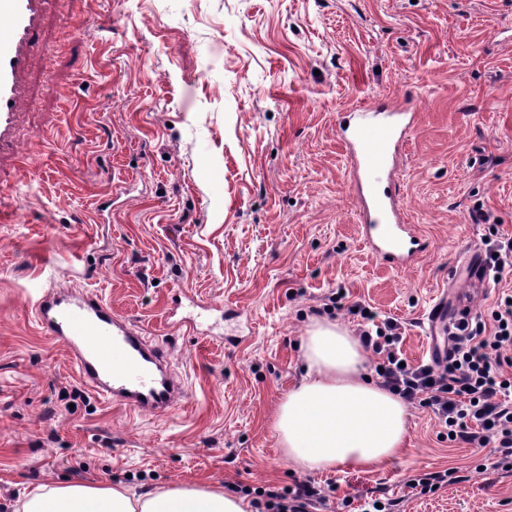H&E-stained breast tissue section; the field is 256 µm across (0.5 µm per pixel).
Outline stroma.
Wrapping results in <instances>:
<instances>
[{"label":"stroma","instance_id":"1","mask_svg":"<svg viewBox=\"0 0 512 512\" xmlns=\"http://www.w3.org/2000/svg\"><path fill=\"white\" fill-rule=\"evenodd\" d=\"M23 85L31 168L0 181V512L41 484L84 478L141 494L164 484L326 490L389 512H512V468L448 442L410 405L405 449L370 470L289 461L278 405L304 375L314 319L357 329L337 292L404 325L432 358V306L469 291L489 318L500 282L468 259L512 236V0H50ZM412 100L397 156L406 223L429 248L398 269L360 234L339 116ZM90 290L169 354L189 395L136 415L78 380L34 320L36 291ZM185 293L217 310L196 333L167 318ZM455 482L412 495L416 476Z\"/></svg>","mask_w":512,"mask_h":512}]
</instances>
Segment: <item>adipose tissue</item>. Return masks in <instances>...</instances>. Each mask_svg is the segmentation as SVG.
<instances>
[{
	"mask_svg": "<svg viewBox=\"0 0 512 512\" xmlns=\"http://www.w3.org/2000/svg\"><path fill=\"white\" fill-rule=\"evenodd\" d=\"M306 374L278 406L275 432L289 459L312 470L366 468L395 460L407 435L406 404L368 382L367 354L345 328L314 320L300 341ZM212 486L169 485L140 496L83 479L40 485L16 512H249Z\"/></svg>",
	"mask_w": 512,
	"mask_h": 512,
	"instance_id": "adipose-tissue-1",
	"label": "adipose tissue"
}]
</instances>
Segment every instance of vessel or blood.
<instances>
[{
  "instance_id": "b4317fda",
  "label": "vessel or blood",
  "mask_w": 512,
  "mask_h": 512,
  "mask_svg": "<svg viewBox=\"0 0 512 512\" xmlns=\"http://www.w3.org/2000/svg\"><path fill=\"white\" fill-rule=\"evenodd\" d=\"M45 2L0 0V156H15L20 171L26 166L14 140L20 83ZM413 122L411 103L371 106L343 130L364 235L385 262L407 263L421 249L391 191L398 149ZM35 317L42 334L68 349L81 382L107 401L146 415L168 412L186 399L188 390L167 354L96 294L48 287Z\"/></svg>"
}]
</instances>
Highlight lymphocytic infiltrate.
I'll list each match as a JSON object with an SVG mask.
<instances>
[{
    "label": "lymphocytic infiltrate",
    "instance_id": "lymphocytic-infiltrate-1",
    "mask_svg": "<svg viewBox=\"0 0 512 512\" xmlns=\"http://www.w3.org/2000/svg\"><path fill=\"white\" fill-rule=\"evenodd\" d=\"M358 335L378 358L379 384L410 404L429 408L454 439L493 447L500 462H512V295L499 297L490 321L461 315L448 329V358L407 362L396 319L380 318L357 304ZM257 512H309L324 500L321 487L298 482L284 489L243 487Z\"/></svg>",
    "mask_w": 512,
    "mask_h": 512
}]
</instances>
